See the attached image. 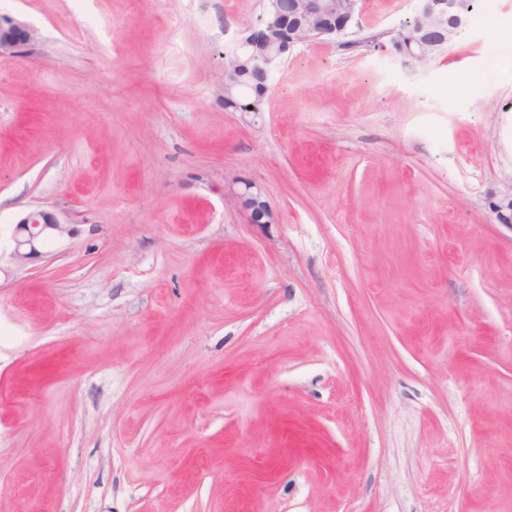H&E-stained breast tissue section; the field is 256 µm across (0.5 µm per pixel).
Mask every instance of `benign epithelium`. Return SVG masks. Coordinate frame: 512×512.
<instances>
[{"instance_id": "7a95c632", "label": "benign epithelium", "mask_w": 512, "mask_h": 512, "mask_svg": "<svg viewBox=\"0 0 512 512\" xmlns=\"http://www.w3.org/2000/svg\"><path fill=\"white\" fill-rule=\"evenodd\" d=\"M290 3L291 10L283 16L288 39H274L264 29L245 28L240 31L238 44L250 52L248 63L251 71L264 84L288 54L283 42L291 46L346 37L358 16L353 7L342 14L336 13L330 8L329 0H290ZM470 11V0H417L415 17L429 22L440 21V25L422 30L421 44L438 47L449 44L458 30L465 26ZM38 37V31L26 22L0 16V53L25 46ZM231 195L240 208L247 211L250 223H268L269 211L259 200V193L253 192L251 184L232 190ZM72 234V225L61 219L57 212L45 208L32 210L16 222L11 262L22 267L41 255L40 248L46 241Z\"/></svg>"}]
</instances>
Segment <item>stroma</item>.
I'll use <instances>...</instances> for the list:
<instances>
[{"instance_id": "1", "label": "stroma", "mask_w": 512, "mask_h": 512, "mask_svg": "<svg viewBox=\"0 0 512 512\" xmlns=\"http://www.w3.org/2000/svg\"><path fill=\"white\" fill-rule=\"evenodd\" d=\"M261 11L0 0V253L75 227L0 278V512H512V0L419 65L362 0L225 111ZM38 37V31L26 22L0 15V54L25 46ZM268 89L254 86L251 77L246 75L242 78L239 89L225 104V108L231 112H260ZM244 185L243 189H233L231 195L235 202L247 211L249 222L252 224H266L268 223L269 211L266 205L258 199L260 193L252 191L254 186L249 183H241ZM73 234L70 223L54 210L39 208L26 213L15 225L10 259L16 267L41 256L40 248L53 238L62 239Z\"/></svg>"}]
</instances>
